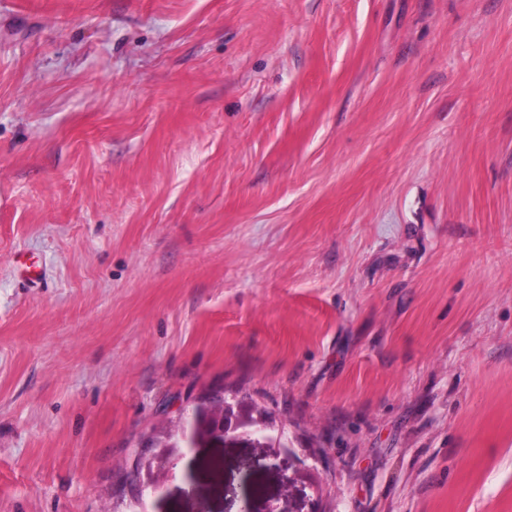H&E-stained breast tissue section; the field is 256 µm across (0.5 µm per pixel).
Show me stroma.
I'll use <instances>...</instances> for the list:
<instances>
[{
    "label": "stroma",
    "mask_w": 512,
    "mask_h": 512,
    "mask_svg": "<svg viewBox=\"0 0 512 512\" xmlns=\"http://www.w3.org/2000/svg\"><path fill=\"white\" fill-rule=\"evenodd\" d=\"M280 498L512 512V0H0V512ZM236 408L235 399L232 398V401H229L224 396L209 399L194 407L192 417L196 420V430L193 432L192 441L185 450L191 451L204 441L225 443L247 439L256 442L258 434L269 429V423L264 414L259 412L265 423L263 424L258 417L255 421H249L247 430L238 433L241 421ZM260 428L262 429L260 430ZM171 447L160 448L156 454L139 463V472H143L146 478L143 487L150 491L151 496H155L163 489L165 479L173 469V456L177 448Z\"/></svg>",
    "instance_id": "obj_1"
}]
</instances>
